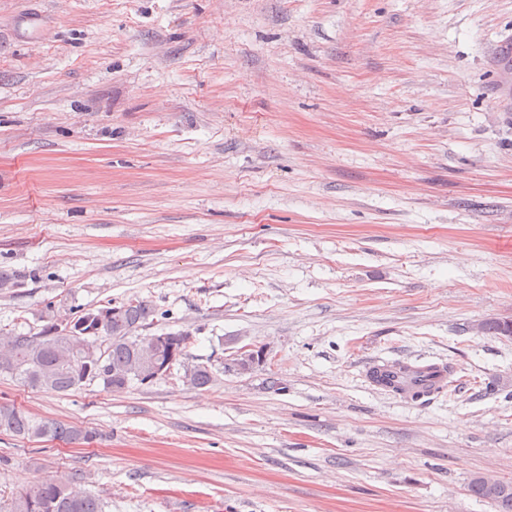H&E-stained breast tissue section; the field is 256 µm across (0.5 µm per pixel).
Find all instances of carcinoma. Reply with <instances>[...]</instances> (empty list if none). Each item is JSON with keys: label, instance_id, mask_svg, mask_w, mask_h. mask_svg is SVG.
Returning a JSON list of instances; mask_svg holds the SVG:
<instances>
[{"label": "carcinoma", "instance_id": "obj_1", "mask_svg": "<svg viewBox=\"0 0 512 512\" xmlns=\"http://www.w3.org/2000/svg\"><path fill=\"white\" fill-rule=\"evenodd\" d=\"M154 308L146 300L131 299L119 306L108 302L99 308H79L69 316L70 333L59 329L62 321L49 323L35 336H0V347L15 355L11 365L1 368L24 387L66 394L96 381L106 390L124 389L129 384L150 383L160 367L178 364L184 379L195 388L212 381L205 366L189 365L188 348L193 336L187 331L171 334L168 344L153 343V336L136 332L150 325ZM481 329L493 336H512V319L486 320ZM405 369L399 362L373 367L371 378L388 391L400 390L395 379ZM20 439H40L86 443L92 431L50 418L36 419L22 408L0 405V432ZM469 491L495 503L499 512H512V483L488 484L479 477L471 480ZM5 512H104L96 496L52 482L21 488L11 497Z\"/></svg>", "mask_w": 512, "mask_h": 512}]
</instances>
